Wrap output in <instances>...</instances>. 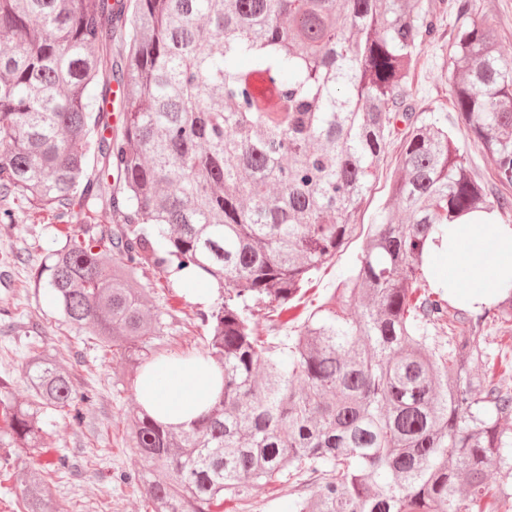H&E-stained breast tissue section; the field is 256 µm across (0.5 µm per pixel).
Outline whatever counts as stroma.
<instances>
[{
    "mask_svg": "<svg viewBox=\"0 0 512 512\" xmlns=\"http://www.w3.org/2000/svg\"><path fill=\"white\" fill-rule=\"evenodd\" d=\"M454 73L448 57V42L423 47L412 86V102L433 108L452 125L456 140L469 156L472 173L489 180L490 157L457 124L452 109ZM10 217L0 220V378L10 380L18 399L29 395L24 355L31 345L61 353L77 391H94L95 398L84 409V425L72 424L55 415L45 425L46 441L69 458V467L55 476L50 495L66 512H146L140 494L114 481V473L131 470L135 457L128 446L126 415L135 411L136 392L123 359L102 358L92 342L81 339L61 320L52 299L38 278L50 249L58 246L54 224L46 214L30 209L22 201L8 204ZM363 237H356L329 264L316 272L303 298L311 307L329 296L340 276L361 254ZM150 301L161 312L165 334L154 342L156 355L194 354L204 345L206 330L202 316L207 306L195 303L182 291L175 273H163ZM306 481L265 485L248 484L244 492L227 496L224 512H292L297 493Z\"/></svg>",
    "mask_w": 512,
    "mask_h": 512,
    "instance_id": "35a3bbf8",
    "label": "stroma"
}]
</instances>
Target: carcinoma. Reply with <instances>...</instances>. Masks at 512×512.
Wrapping results in <instances>:
<instances>
[{"instance_id": "1", "label": "carcinoma", "mask_w": 512, "mask_h": 512, "mask_svg": "<svg viewBox=\"0 0 512 512\" xmlns=\"http://www.w3.org/2000/svg\"><path fill=\"white\" fill-rule=\"evenodd\" d=\"M477 0H0V198L97 236L60 232L44 266L63 321L132 372L164 333L150 270L197 267L224 288L202 356L220 393L188 425L138 406L140 460L120 482L146 512H214L247 484L307 473L293 512H500L512 481V283L475 312L427 263L434 234L512 215V63ZM452 16L462 76L452 105L491 158L474 177L448 124L409 103L423 46ZM124 91L112 132L111 82ZM100 93H95L97 86ZM403 123V130L396 129ZM396 147L404 214L358 223ZM365 234L353 267L301 323L283 319L311 276ZM286 328L270 341L252 310ZM30 399L0 380L16 457L48 454L43 417L82 424L57 354L26 358ZM67 457L23 462L24 512H64L49 481ZM496 468L501 482H488Z\"/></svg>"}]
</instances>
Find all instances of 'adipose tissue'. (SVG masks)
<instances>
[{
    "mask_svg": "<svg viewBox=\"0 0 512 512\" xmlns=\"http://www.w3.org/2000/svg\"><path fill=\"white\" fill-rule=\"evenodd\" d=\"M448 251L449 271L461 270L473 307L490 304L503 286L512 282V226L490 223L488 215L475 223L457 224L442 242ZM222 383L218 367L202 356L163 357L148 366L136 385L140 403L159 419L180 425L189 422L207 405Z\"/></svg>",
    "mask_w": 512,
    "mask_h": 512,
    "instance_id": "ef3b65f1",
    "label": "adipose tissue"
}]
</instances>
